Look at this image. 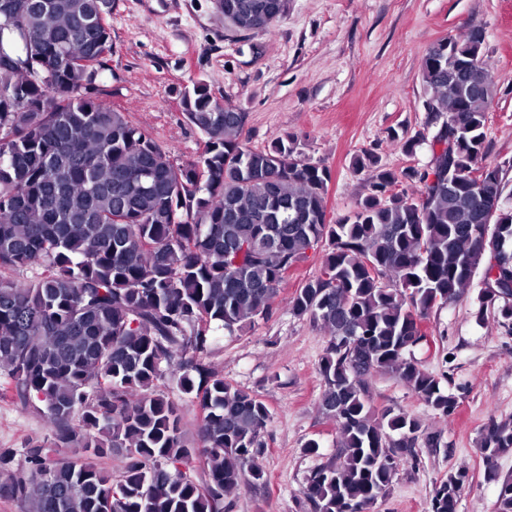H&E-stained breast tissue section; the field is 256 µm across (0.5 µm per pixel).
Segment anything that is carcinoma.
Wrapping results in <instances>:
<instances>
[{"instance_id":"obj_1","label":"carcinoma","mask_w":512,"mask_h":512,"mask_svg":"<svg viewBox=\"0 0 512 512\" xmlns=\"http://www.w3.org/2000/svg\"><path fill=\"white\" fill-rule=\"evenodd\" d=\"M9 1L19 35L0 23V56L67 55L50 75L16 73L0 94V398L43 418L22 451L0 448V498L22 512H224V495L259 483L269 409L209 360L229 335L272 314L288 271L327 243L322 271L288 301L328 335L320 408L336 421V453L309 475L308 512H371L419 440L439 445L415 416L377 415L369 381L388 374L443 416L456 396L412 355L423 321L483 283H512V208L502 171L484 162L490 76L469 88L463 68L484 63L485 38L437 43L425 55L424 108L444 117L427 168L400 172L357 159L370 189L349 215L326 205L328 169L295 156L292 140L258 149L240 140L247 115L197 80L181 104L204 141L177 164L127 113L101 100L109 69L112 0ZM238 31L266 29L282 0H216ZM435 179H430V176ZM404 184L419 187L413 198ZM495 242V255L482 239ZM512 322V297L483 288ZM181 393L175 401L163 386ZM198 407V444L185 445L180 402ZM123 452L118 477L95 459ZM480 450L512 452V422L491 421ZM21 469L14 468L16 455ZM202 464L204 478L190 467ZM469 469L436 485L431 512H457ZM497 512H512V479Z\"/></svg>"}]
</instances>
